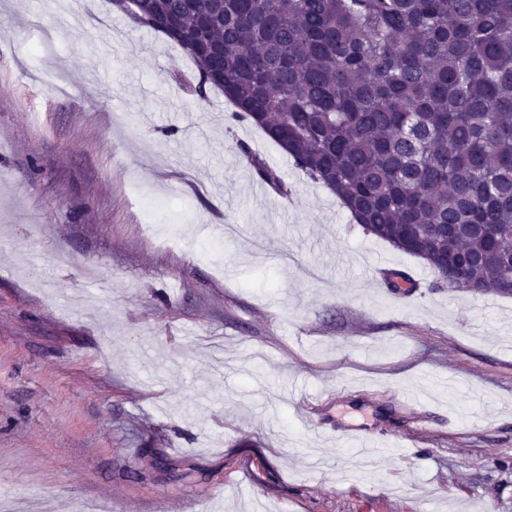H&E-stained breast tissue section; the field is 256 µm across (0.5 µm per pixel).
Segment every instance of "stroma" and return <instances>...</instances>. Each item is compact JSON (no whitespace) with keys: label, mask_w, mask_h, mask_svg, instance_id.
Here are the masks:
<instances>
[{"label":"stroma","mask_w":512,"mask_h":512,"mask_svg":"<svg viewBox=\"0 0 512 512\" xmlns=\"http://www.w3.org/2000/svg\"><path fill=\"white\" fill-rule=\"evenodd\" d=\"M76 1L0 0V492L39 512H512V297L434 287L198 91L177 44ZM349 428L382 437L378 466L336 442ZM241 151L246 157L250 166L254 169L256 174L261 180L269 184L273 189L282 194H287L288 190L285 188L281 179L276 172L272 170L263 160L252 154L250 148L246 145L241 146Z\"/></svg>","instance_id":"obj_1"}]
</instances>
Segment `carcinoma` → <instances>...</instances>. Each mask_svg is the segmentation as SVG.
<instances>
[{
  "label": "carcinoma",
  "instance_id": "carcinoma-1",
  "mask_svg": "<svg viewBox=\"0 0 512 512\" xmlns=\"http://www.w3.org/2000/svg\"><path fill=\"white\" fill-rule=\"evenodd\" d=\"M433 286L512 296V0H112ZM241 151L286 195L276 172ZM392 292L418 287L391 271Z\"/></svg>",
  "mask_w": 512,
  "mask_h": 512
}]
</instances>
